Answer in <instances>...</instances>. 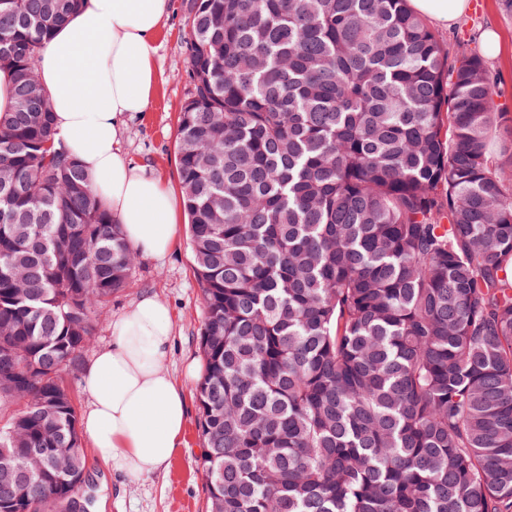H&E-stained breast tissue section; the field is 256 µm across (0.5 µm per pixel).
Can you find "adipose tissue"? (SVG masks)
<instances>
[{
  "mask_svg": "<svg viewBox=\"0 0 512 512\" xmlns=\"http://www.w3.org/2000/svg\"><path fill=\"white\" fill-rule=\"evenodd\" d=\"M169 0H83L39 51L55 127L91 189L139 255L165 259L178 231V200L121 147L133 114L154 94V39ZM174 337L168 308L142 295L112 322L110 342L86 365L84 437L129 482L165 468L186 424L182 387L162 368Z\"/></svg>",
  "mask_w": 512,
  "mask_h": 512,
  "instance_id": "1",
  "label": "adipose tissue"
}]
</instances>
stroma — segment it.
Returning a JSON list of instances; mask_svg holds the SVG:
<instances>
[{"instance_id": "stroma-1", "label": "stroma", "mask_w": 512, "mask_h": 512, "mask_svg": "<svg viewBox=\"0 0 512 512\" xmlns=\"http://www.w3.org/2000/svg\"><path fill=\"white\" fill-rule=\"evenodd\" d=\"M186 3L170 0L169 16L154 41L157 85L153 99L146 112L133 116L122 140L123 150L134 162L150 164L173 189L179 186L178 117L191 91L185 45ZM490 22L501 34V46L489 66L500 81L503 105L512 110V19L502 16L497 0H471L468 15L459 25L437 28L436 33L449 47L466 42L475 49L478 34ZM146 292L157 294L171 313L174 338L163 368L187 396L183 439L166 468L134 483L125 482L96 456H89L85 480L75 496L81 501L92 500L94 512H207L205 481L198 468L202 442L196 430L198 409L193 397L198 379L186 374L188 366L203 363L199 349L203 307L193 272L187 214L179 216L178 242L172 254L162 261L139 258L125 291L100 308L84 359H91L109 342L113 320Z\"/></svg>"}]
</instances>
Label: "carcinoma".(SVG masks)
Here are the masks:
<instances>
[{"instance_id":"1","label":"carcinoma","mask_w":512,"mask_h":512,"mask_svg":"<svg viewBox=\"0 0 512 512\" xmlns=\"http://www.w3.org/2000/svg\"><path fill=\"white\" fill-rule=\"evenodd\" d=\"M0 0V512H72L66 376L137 255ZM178 174L204 318L208 512H512V113L408 0H191Z\"/></svg>"}]
</instances>
